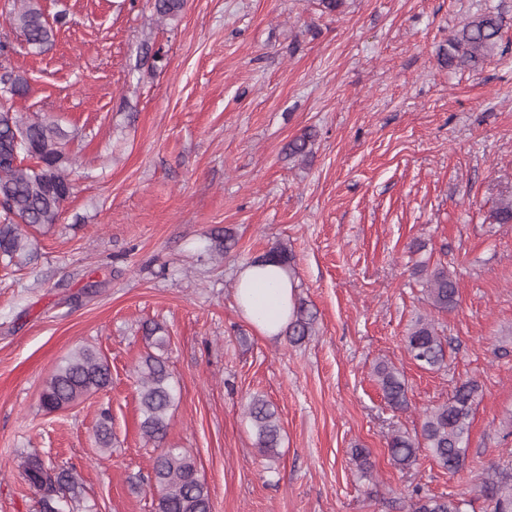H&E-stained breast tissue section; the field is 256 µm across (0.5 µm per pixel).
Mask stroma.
<instances>
[{
  "label": "stroma",
  "instance_id": "35a3bbf8",
  "mask_svg": "<svg viewBox=\"0 0 512 512\" xmlns=\"http://www.w3.org/2000/svg\"><path fill=\"white\" fill-rule=\"evenodd\" d=\"M503 5L501 45L476 70L448 67V39ZM55 41L30 49L0 0V74L13 100L57 121L72 193L37 257L0 266V512H37L21 464L75 466L92 512H154L155 455L139 429L145 324L162 327L176 400L164 447L193 456L212 512H410L420 495L493 512L483 479L512 472V0H40ZM311 134L308 157L289 141ZM228 230L217 254L212 235ZM287 246L296 299L316 319L298 344L239 312L236 275ZM447 265L459 304L432 309L419 263ZM431 321L446 367L419 368L403 338ZM110 385L48 412L46 380L80 346ZM392 363L409 408L393 411L374 367ZM474 379L463 468L427 449L401 469L387 438ZM278 411L281 448L259 453L244 411ZM112 416V452L95 428ZM370 454L363 474L354 449Z\"/></svg>",
  "mask_w": 512,
  "mask_h": 512
}]
</instances>
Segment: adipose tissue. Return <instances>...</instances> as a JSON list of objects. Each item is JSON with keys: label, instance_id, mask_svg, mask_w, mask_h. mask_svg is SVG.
<instances>
[{"label": "adipose tissue", "instance_id": "obj_1", "mask_svg": "<svg viewBox=\"0 0 512 512\" xmlns=\"http://www.w3.org/2000/svg\"><path fill=\"white\" fill-rule=\"evenodd\" d=\"M235 299L243 317L259 333L284 332L294 309V285L287 269L277 263L255 261L238 274Z\"/></svg>", "mask_w": 512, "mask_h": 512}]
</instances>
